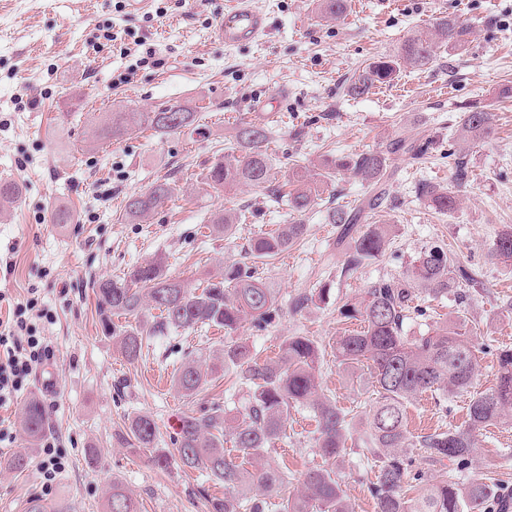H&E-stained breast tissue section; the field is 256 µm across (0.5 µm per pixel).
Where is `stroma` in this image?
<instances>
[{"instance_id": "1", "label": "stroma", "mask_w": 512, "mask_h": 512, "mask_svg": "<svg viewBox=\"0 0 512 512\" xmlns=\"http://www.w3.org/2000/svg\"><path fill=\"white\" fill-rule=\"evenodd\" d=\"M225 2L150 0L133 12L127 0H0V180L23 188L0 213V321L32 288L56 315L44 330L56 359L33 374L27 394L43 403L47 430L67 457L48 495L36 463L20 473L6 468L5 460L29 442L21 402L0 408L16 436L10 447H0V512H19L27 500L42 497L56 512H103L115 481L140 512H208L209 497L223 496L206 471L186 472L174 463L157 469L147 450L118 438L131 417L147 414L157 425L159 447L172 449L179 417L192 406L172 376L188 352L220 354L223 331L153 339L141 358L127 361L101 331L92 284L153 260L194 284L221 277L226 263L248 261L249 239L283 223L286 203L247 187L217 191L204 177L217 159L238 156L235 128L266 99L278 102L267 118L279 186L328 151H381L398 138L440 143L420 161L390 155L388 202L371 221L395 231L385 251L358 272L340 274L346 250L325 205L309 211L304 241L264 269L278 290L280 317L268 330L243 332L262 360L275 359L283 338L296 333L321 346L318 392L353 419L336 465L353 512H376L370 488L378 468L361 438L364 413L377 395L339 366L332 351L347 328L339 315L345 301L362 297L376 279L398 276L420 248L444 247L475 267L479 282L429 301L430 313L460 316L463 330L477 336L474 391L497 382L496 353L512 347V266L489 256L498 234L512 226V98L501 96L512 87V0H347L337 22L320 15L316 0H256L270 27L258 41L234 47L211 36ZM448 15L469 28L467 42L441 46L433 63L403 68L398 81L367 96L345 93V79L371 58L396 53L412 30ZM149 49L158 66L140 65ZM176 101L203 113L200 126L165 137L135 129L107 144L95 138L102 113ZM466 106L491 112L495 134L468 152L469 184L457 210L444 216L416 199L414 185L451 178L447 142ZM160 177L169 178L173 196L141 222L127 221L126 197ZM60 207L73 212V223H53ZM229 208L245 209L248 219L227 238L209 230L208 221ZM320 282L329 284V299L293 312L292 298ZM468 401L465 394L444 402L422 395L406 408L409 434L464 425ZM315 426L309 410H291L266 456L291 473L281 497L296 494L303 474L325 464L314 447ZM91 448L99 452L94 463ZM468 472L512 494V426L481 431Z\"/></svg>"}]
</instances>
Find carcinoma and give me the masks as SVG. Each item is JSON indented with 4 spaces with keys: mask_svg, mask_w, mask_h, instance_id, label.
Listing matches in <instances>:
<instances>
[{
    "mask_svg": "<svg viewBox=\"0 0 512 512\" xmlns=\"http://www.w3.org/2000/svg\"><path fill=\"white\" fill-rule=\"evenodd\" d=\"M318 9L326 19L339 20L346 0H319ZM468 29L456 18L446 16L432 28L408 37L395 55H379L350 78L347 93L354 98L369 94L381 85H390L403 65L422 68L436 58L438 45L466 42ZM201 113L175 102L153 112L121 109L107 112L99 126V137L119 140L133 129H151L167 135L192 126ZM494 132L492 113L469 108L459 116L455 142L448 145L453 159V175L448 183L421 181L416 194L438 213H451L459 204V193L468 179L464 152L467 147L488 140ZM268 122L245 121L237 128L235 140L241 156L233 163L215 161L205 175L206 184L218 191L245 185L277 193L272 185L273 139ZM432 142L418 143L404 138L389 144L388 153L364 152L356 155L327 156L316 167L296 175L287 196L289 221L271 233L250 240L252 263L224 267V277L197 286L168 276L160 261L135 267L114 278L92 285L97 297L103 334L112 338L121 355L135 361L153 336H165L198 326L224 329L221 354L225 373L247 384L251 397L246 414L237 419L220 401L202 403L184 412L173 437L181 468L206 470L224 484V497L209 499V512H351L336 479V461L346 454L351 420L336 403L316 391L315 373L322 350L318 343L300 334L286 336L276 359L258 361L250 345L239 338L241 329L251 324L264 329L279 316L274 289L263 280V265L298 245L307 227L302 217L321 199L324 186L332 177L351 172L376 190L363 207L347 211L330 207L327 221L341 227L338 242H348L347 260L342 272L352 274L365 262L378 257L389 241L393 225L369 224L354 231L379 206L383 193L377 191L388 177L387 154L403 152L415 159L425 157ZM173 187L166 180L155 181L144 192L130 195L125 203L126 218L144 219L165 200ZM242 218V211L226 209L210 223L219 232L229 233ZM491 259L512 266V227L502 231L490 251ZM475 283L472 272L455 262L443 247L426 246L411 265L397 277L380 279L364 290L359 302H345L341 318L360 324L336 339L334 353L347 368H367L369 384L377 393L375 404L365 414L366 449L379 463L377 480L370 492L376 512H506L504 496L494 494V486L476 475L461 480L450 474L448 480L431 482L425 472L412 470L407 453L411 440L406 427V405L431 392L442 400L448 394L470 392L475 368L477 337L462 331L456 317L435 321L414 335L408 323L425 318L426 309L417 300L421 295L445 296L457 292L461 282ZM159 311L153 320H143L145 308ZM116 318L125 319L117 324ZM498 381L494 389L470 396L467 425L439 428L419 441L424 458L431 465L450 462L455 470L468 469L476 446V435L488 426L504 423L512 410V347L496 354ZM212 373L195 359L185 360L175 372L173 386L185 396L199 395L211 382ZM305 408L317 422L314 444L327 467L306 471L303 490L281 502L275 501L280 487L288 482V468L246 467L268 453L280 438L290 410ZM229 421L233 447L241 461L224 453V431ZM46 413L40 401L28 402L21 413V426L34 441L46 430ZM124 440L150 452L149 460L159 468L168 466L167 451L156 447L154 419L139 414L130 420ZM105 512H139L136 500L117 482H112Z\"/></svg>",
    "mask_w": 512,
    "mask_h": 512,
    "instance_id": "cac0c4a2",
    "label": "carcinoma"
}]
</instances>
